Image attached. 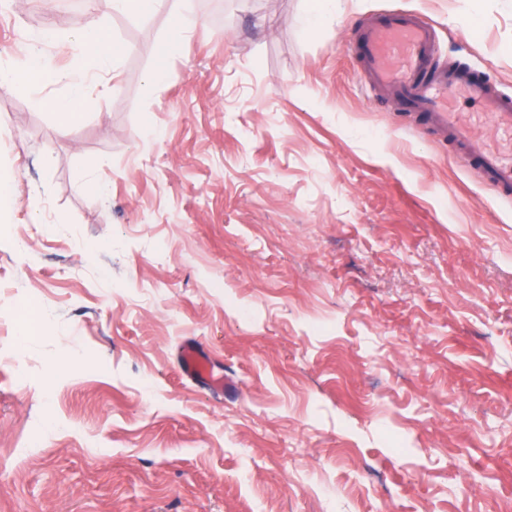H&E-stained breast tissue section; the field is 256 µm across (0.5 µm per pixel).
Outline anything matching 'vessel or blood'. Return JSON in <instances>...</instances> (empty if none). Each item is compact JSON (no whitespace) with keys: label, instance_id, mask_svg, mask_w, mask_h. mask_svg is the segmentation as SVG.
Instances as JSON below:
<instances>
[{"label":"vessel or blood","instance_id":"b4317fda","mask_svg":"<svg viewBox=\"0 0 512 512\" xmlns=\"http://www.w3.org/2000/svg\"><path fill=\"white\" fill-rule=\"evenodd\" d=\"M372 83L393 93L395 109L418 117L415 132L434 129L464 150L483 185L494 194L512 196V158L486 148L476 129L456 112L454 101L478 103L492 127L512 137V94L494 88L489 77L469 66L436 65L437 46L429 22L415 14L390 11L368 24L355 44ZM184 378L223 394L229 382L197 343L185 342L179 353Z\"/></svg>","mask_w":512,"mask_h":512}]
</instances>
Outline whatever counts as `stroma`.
Masks as SVG:
<instances>
[{"mask_svg":"<svg viewBox=\"0 0 512 512\" xmlns=\"http://www.w3.org/2000/svg\"><path fill=\"white\" fill-rule=\"evenodd\" d=\"M309 5L0 0V51L120 50L68 130L0 91V512H512V203L353 50L420 13L512 91V0ZM98 9L106 13H144L152 10L162 1L158 0H97L92 1ZM71 38L62 46L75 44L81 53L94 64L95 71L104 72L114 66L118 49L106 39L91 31L84 30L77 25L71 26ZM179 367L184 378L201 384L213 393L223 395L224 388L231 387L228 380L224 379V371L216 369L210 355L193 341L182 345Z\"/></svg>","mask_w":512,"mask_h":512,"instance_id":"stroma-1","label":"stroma"}]
</instances>
